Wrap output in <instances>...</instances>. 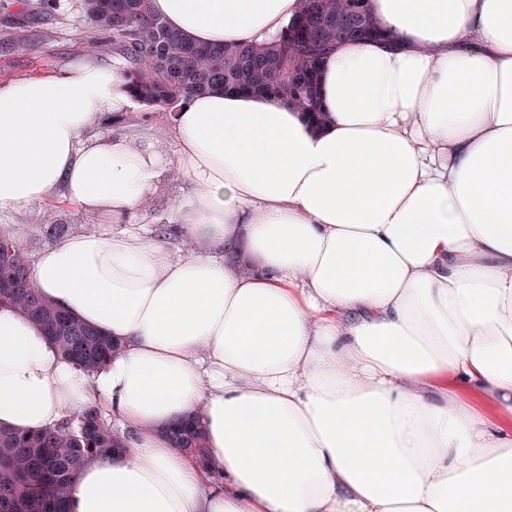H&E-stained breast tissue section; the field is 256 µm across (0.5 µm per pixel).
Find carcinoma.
Returning a JSON list of instances; mask_svg holds the SVG:
<instances>
[{
    "instance_id": "carcinoma-1",
    "label": "carcinoma",
    "mask_w": 512,
    "mask_h": 512,
    "mask_svg": "<svg viewBox=\"0 0 512 512\" xmlns=\"http://www.w3.org/2000/svg\"><path fill=\"white\" fill-rule=\"evenodd\" d=\"M97 31L125 60L130 97L174 111L195 93L213 90L273 94L319 117L317 81L337 44L376 37L364 0H302L297 18L266 45H200L170 31L150 0H83ZM29 263L10 233H0V303L38 323L62 355L87 370L106 364L121 345L56 308L30 280ZM175 447L203 458L204 433L192 419L169 429ZM125 447V440L90 408L56 430L23 434L0 427V512H67L68 488L90 459Z\"/></svg>"
}]
</instances>
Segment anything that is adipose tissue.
Instances as JSON below:
<instances>
[{"label":"adipose tissue","instance_id":"adipose-tissue-1","mask_svg":"<svg viewBox=\"0 0 512 512\" xmlns=\"http://www.w3.org/2000/svg\"><path fill=\"white\" fill-rule=\"evenodd\" d=\"M387 40L339 44L324 120L281 97L181 101L198 252L130 228L69 237L41 295L120 351L94 373L0 306V426L108 406L120 453L70 512H512V0H367ZM301 0H152L190 40L260 43ZM92 64L0 83V210L63 189L136 209L162 164L89 131L127 103ZM199 418L205 460L165 430Z\"/></svg>","mask_w":512,"mask_h":512}]
</instances>
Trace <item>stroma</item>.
I'll return each instance as SVG.
<instances>
[{"instance_id": "stroma-1", "label": "stroma", "mask_w": 512, "mask_h": 512, "mask_svg": "<svg viewBox=\"0 0 512 512\" xmlns=\"http://www.w3.org/2000/svg\"><path fill=\"white\" fill-rule=\"evenodd\" d=\"M25 6L17 0H0V82L54 74L77 62L122 68V59L94 31L81 0H51L50 8L35 21L27 19ZM172 128L171 112L133 101L125 111L101 116L92 133L124 135L138 147L150 146L170 157L174 154ZM191 194V182L176 166L162 168L154 190L125 221L149 236H165L180 254H189L195 246L184 239L176 214ZM50 224L66 225L71 236L108 232L113 226L111 216L70 202L60 190L22 208L0 212V231H9L31 261L55 245V238L46 233Z\"/></svg>"}]
</instances>
